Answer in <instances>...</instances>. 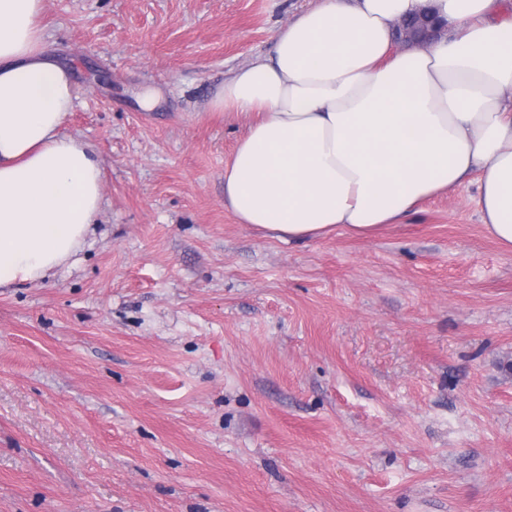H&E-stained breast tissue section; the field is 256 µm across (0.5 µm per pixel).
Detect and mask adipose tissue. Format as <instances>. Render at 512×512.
Listing matches in <instances>:
<instances>
[{
	"mask_svg": "<svg viewBox=\"0 0 512 512\" xmlns=\"http://www.w3.org/2000/svg\"><path fill=\"white\" fill-rule=\"evenodd\" d=\"M429 7L445 36L394 50L396 21ZM42 10L0 0V288L74 260L103 207L100 165L64 129L75 87L44 48ZM210 106L254 117L224 166V203L267 236L367 237L474 175L480 220L512 251L505 0H321Z\"/></svg>",
	"mask_w": 512,
	"mask_h": 512,
	"instance_id": "1",
	"label": "adipose tissue"
}]
</instances>
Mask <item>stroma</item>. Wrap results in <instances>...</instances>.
Segmentation results:
<instances>
[{
  "mask_svg": "<svg viewBox=\"0 0 512 512\" xmlns=\"http://www.w3.org/2000/svg\"><path fill=\"white\" fill-rule=\"evenodd\" d=\"M317 2L44 0L104 206L0 288V512H512V253L475 178L365 238L224 204L252 118L210 100Z\"/></svg>",
  "mask_w": 512,
  "mask_h": 512,
  "instance_id": "obj_1",
  "label": "stroma"
}]
</instances>
